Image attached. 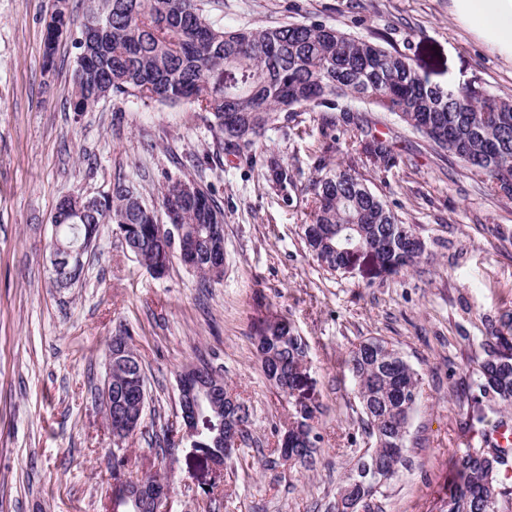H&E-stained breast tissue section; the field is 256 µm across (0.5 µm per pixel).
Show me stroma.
<instances>
[{"label": "stroma", "instance_id": "1", "mask_svg": "<svg viewBox=\"0 0 512 512\" xmlns=\"http://www.w3.org/2000/svg\"><path fill=\"white\" fill-rule=\"evenodd\" d=\"M52 0H0V512H104L114 489L115 444L97 389L109 339L127 328L148 399L143 428L125 442L124 476L172 482L170 512H332L336 493L372 441L363 431L344 361L376 337L421 374L407 463L379 484L367 512H441L456 482L454 461L493 431L472 430L476 338L484 320L512 314V198L391 113L362 106L399 163L358 165L370 187L425 244L396 275L355 268L330 275L309 256L301 227L319 163L349 165L344 144L326 149L314 112L299 108L266 138L295 164L281 193L262 162L222 153L207 113L188 104L114 98L78 114L71 105L77 51L58 42L43 65ZM226 27L326 23L376 38L407 56L431 83L512 98V46L489 35L465 0H204ZM169 177L208 189L224 211V278L202 287L173 264L163 278L142 266L112 225L100 227L82 284L54 288L52 223L64 194L103 196L134 182L152 202ZM278 314L309 345L317 464L282 462L289 405L265 379L253 336ZM206 361L249 406L251 439L223 470L208 466L180 433L177 376ZM169 431L173 455L148 435Z\"/></svg>", "mask_w": 512, "mask_h": 512}]
</instances>
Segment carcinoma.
I'll return each mask as SVG.
<instances>
[{"instance_id":"carcinoma-1","label":"carcinoma","mask_w":512,"mask_h":512,"mask_svg":"<svg viewBox=\"0 0 512 512\" xmlns=\"http://www.w3.org/2000/svg\"><path fill=\"white\" fill-rule=\"evenodd\" d=\"M82 25L93 33L87 42L76 40L72 109L91 112L112 97H134L142 102L188 103L213 117L219 143L229 153H239V141L248 143L247 158L262 145L266 132L283 112L296 107L334 110L349 97L395 114L439 149L480 169L498 191L512 197V99L480 95L464 89L442 88L423 78L409 59L365 37L345 33L325 23H284L276 26L228 30L211 21L202 0H83ZM340 120L354 125L362 153L379 169L396 166L389 143L372 133L350 111ZM266 170L282 191L294 186L297 168L270 154ZM309 191L314 209L304 225L307 249L327 272L346 270L364 259L380 271L397 274L424 254V243L410 224H404L386 202L370 189L353 165L328 170L319 164ZM178 180L169 178L155 202L147 204L132 182H118L112 198L93 215L56 225L60 239L81 244L79 226L131 224L126 247L152 275H165L177 260L172 237L160 223H144L143 210L163 209ZM199 193L207 209L186 204V224L202 229L209 213L224 217L223 209L203 187ZM512 315L498 323L487 321L480 347L478 394L471 398L467 428L481 423L486 413H502L512 406ZM257 351L266 379L280 372L288 377L292 420L288 443L304 448L301 467L316 463L320 436L314 421L320 405L298 398L309 376V347L293 327L266 322L256 336ZM345 366L355 381L362 429L373 440L356 466L377 468L394 475L404 462L407 429L419 395L420 374L387 341L369 338L352 349ZM146 398L142 361L134 359L112 380V418L133 409ZM241 425L250 439L251 412L246 405L224 401V425ZM508 464L505 449L489 441L469 447L456 462L458 483L448 495V512H498L503 495L500 472ZM342 489L363 505L375 484L350 474Z\"/></svg>"}]
</instances>
